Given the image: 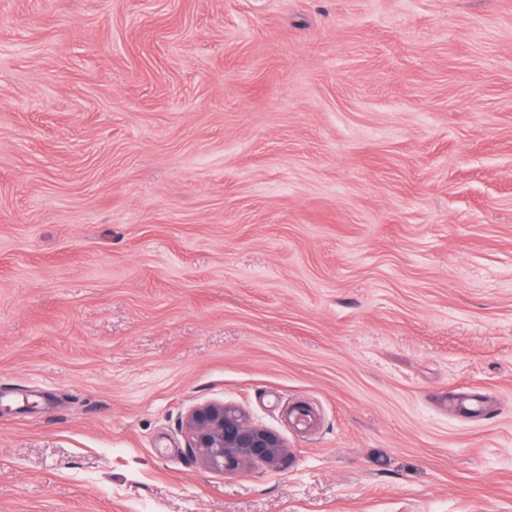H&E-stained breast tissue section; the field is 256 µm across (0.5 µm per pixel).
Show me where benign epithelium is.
<instances>
[{
	"label": "benign epithelium",
	"instance_id": "7a95c632",
	"mask_svg": "<svg viewBox=\"0 0 512 512\" xmlns=\"http://www.w3.org/2000/svg\"><path fill=\"white\" fill-rule=\"evenodd\" d=\"M188 447L204 464L224 474H236L245 465L279 468L287 455L281 436L251 423L236 406L210 403L187 417Z\"/></svg>",
	"mask_w": 512,
	"mask_h": 512
}]
</instances>
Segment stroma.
I'll list each match as a JSON object with an SVG mask.
<instances>
[{
	"label": "stroma",
	"instance_id": "35a3bbf8",
	"mask_svg": "<svg viewBox=\"0 0 512 512\" xmlns=\"http://www.w3.org/2000/svg\"><path fill=\"white\" fill-rule=\"evenodd\" d=\"M146 504L512 512V0H0V512ZM188 448L204 464L224 474H236L245 465L279 468L287 455L281 436L251 423L236 406L210 403L187 417Z\"/></svg>",
	"mask_w": 512,
	"mask_h": 512
}]
</instances>
